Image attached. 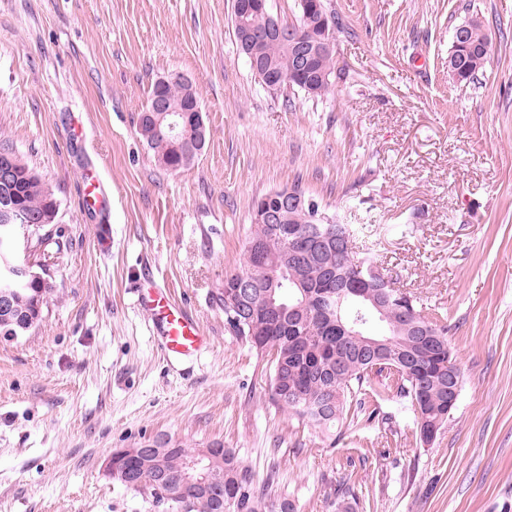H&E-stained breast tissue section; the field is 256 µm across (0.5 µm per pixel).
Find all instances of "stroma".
Wrapping results in <instances>:
<instances>
[{
	"instance_id": "35a3bbf8",
	"label": "stroma",
	"mask_w": 512,
	"mask_h": 512,
	"mask_svg": "<svg viewBox=\"0 0 512 512\" xmlns=\"http://www.w3.org/2000/svg\"><path fill=\"white\" fill-rule=\"evenodd\" d=\"M332 92L271 91L239 51L231 0H0V146L52 188L69 240L43 321L0 337V512H167L106 459L158 435L235 453L294 512H512V0H326ZM474 5L500 26L473 82L448 72ZM180 74L208 130L161 167L138 119ZM104 204L83 206L87 177ZM299 185L350 201L371 255L447 325L459 399L429 444L395 392L350 405L341 437L270 405L269 374L213 297L245 263L257 197ZM212 339L166 360L137 306L143 273Z\"/></svg>"
}]
</instances>
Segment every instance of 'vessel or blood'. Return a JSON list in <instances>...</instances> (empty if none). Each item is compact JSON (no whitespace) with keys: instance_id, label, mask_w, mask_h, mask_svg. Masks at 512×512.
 Masks as SVG:
<instances>
[{"instance_id":"b4317fda","label":"vessel or blood","mask_w":512,"mask_h":512,"mask_svg":"<svg viewBox=\"0 0 512 512\" xmlns=\"http://www.w3.org/2000/svg\"><path fill=\"white\" fill-rule=\"evenodd\" d=\"M137 307L149 315L150 333L168 357L190 359L210 345V338L199 320L187 308L172 300L165 286L156 280L140 284Z\"/></svg>"}]
</instances>
